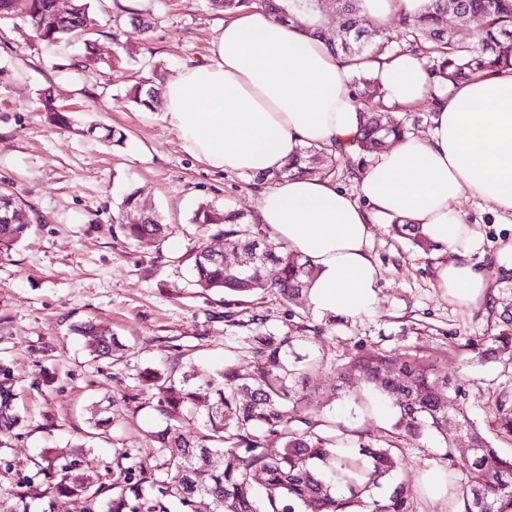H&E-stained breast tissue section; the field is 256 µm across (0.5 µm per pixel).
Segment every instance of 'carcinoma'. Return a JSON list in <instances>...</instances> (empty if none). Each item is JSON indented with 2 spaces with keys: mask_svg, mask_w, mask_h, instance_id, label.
<instances>
[{
  "mask_svg": "<svg viewBox=\"0 0 512 512\" xmlns=\"http://www.w3.org/2000/svg\"><path fill=\"white\" fill-rule=\"evenodd\" d=\"M362 0H339L336 7L344 21V33L332 40L319 24L317 0H210L214 8L235 13L261 8L278 20H289L303 32L325 40L330 49L348 58H377L388 54L386 28L373 31L356 28ZM448 0H428L424 11L400 20L405 28L403 51L427 58L425 70L438 89L471 77L512 67V0H459V13L476 16L477 41L466 43L443 34L441 14ZM0 14L22 19L36 38L57 45L69 42L96 25L90 0H73L71 10L60 13L54 0H0ZM136 105L160 110L161 91L142 84L131 90ZM356 100V134L348 146L329 150L301 148L283 170L253 177L254 187L294 175L334 178L340 167L357 176L353 155L376 152L389 139L410 133L403 122L381 125V115L361 108L358 100H381L384 90L375 78L359 75L351 85ZM43 111L50 121L65 125L70 117L45 96ZM120 229L128 240H164L171 225L159 215L139 208L136 192L121 203ZM192 223L224 237V247L250 258L243 268L215 261L207 251L196 249L194 285L204 290L228 291L247 296L275 290L285 301L304 307V297L313 278V268L279 244L259 238L242 213L202 203ZM392 231L426 249L427 240L410 223L396 219ZM29 224H7L0 220V257L10 253L29 233ZM289 328L288 335L272 333L253 337L254 368L240 372L227 364L216 378L192 383V375L176 371L161 376L143 375V381L158 390L156 410L166 425L156 432L163 448L160 474L134 479L124 476L113 486L92 474V448L77 445L76 458L57 461L42 456L34 462L36 474L53 478L45 492L56 491L86 498L90 512H195L196 499L207 498L212 512H410L415 490L403 473L401 444L427 438L443 451L448 461V483L452 486L451 512H512V456L499 452L469 416L462 385L437 369L438 358L417 348L393 356L380 348L355 352L347 362L326 364L323 355L304 363L290 359L296 340L318 342L322 330L304 324ZM87 338L94 357H106L117 347L112 333L92 320L74 328ZM500 354L512 355V334L503 329L491 337ZM336 379L335 389L354 396L386 401L392 410L385 442L375 447L362 443V432L331 424L307 412L308 390L325 366ZM16 393L10 368L0 363V439L23 426L15 409ZM471 441L475 453L456 456L448 438V423ZM493 427L503 437H512V404L496 403ZM216 456L220 464L201 468V460ZM262 477L265 496L253 493L254 478ZM387 481L390 489L380 495L373 489ZM43 499L34 483L26 490L0 488V512H31V501Z\"/></svg>",
  "mask_w": 512,
  "mask_h": 512,
  "instance_id": "1",
  "label": "carcinoma"
}]
</instances>
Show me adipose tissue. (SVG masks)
I'll list each match as a JSON object with an SVG mask.
<instances>
[{
  "mask_svg": "<svg viewBox=\"0 0 512 512\" xmlns=\"http://www.w3.org/2000/svg\"><path fill=\"white\" fill-rule=\"evenodd\" d=\"M388 103L430 95L419 57L369 65ZM355 68L296 24L247 9L219 29L208 63L183 65L163 90L162 118L187 150L223 172L280 170L304 146L346 142L356 130L349 90ZM512 213V68L439 95L424 138L394 141L358 177L350 196L331 179L294 175L259 190L254 221L315 271L308 303L320 315L373 309L378 271L368 251L376 220L418 224L455 258L437 265V285L464 304L489 298L488 277L464 263L477 243L459 210L463 193Z\"/></svg>",
  "mask_w": 512,
  "mask_h": 512,
  "instance_id": "adipose-tissue-1",
  "label": "adipose tissue"
}]
</instances>
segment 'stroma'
<instances>
[{
	"label": "stroma",
	"mask_w": 512,
	"mask_h": 512,
	"mask_svg": "<svg viewBox=\"0 0 512 512\" xmlns=\"http://www.w3.org/2000/svg\"><path fill=\"white\" fill-rule=\"evenodd\" d=\"M96 26L86 39L50 47L13 18L0 17V189L21 204L34 227L8 257L0 258V361L11 368L26 425L0 448V486L12 488L30 462L50 451L69 457L91 440L98 470L153 473L163 452L154 434L162 419L158 394L143 389L149 369L178 365L204 380L233 363L253 365V336L287 333L289 306L273 291L248 297L206 291L193 283L192 254L200 243L223 239L192 224L200 203L254 212L250 177L224 173L195 159L160 112L128 98L138 81L160 85L187 62L204 63L226 15L208 0H141L139 12L155 25L130 24L124 0H94ZM71 112L68 125L50 122L45 94ZM123 131L122 145L88 135L90 125ZM137 191L142 207L159 213L175 231L157 243L131 242L118 225L123 196ZM459 208L479 239L467 262L495 288L490 304L464 305L436 283L445 248L429 252L372 227L370 254L379 269L378 301L356 318L311 314L323 327L327 359L346 361L355 344L401 354L414 348L441 353L442 373L463 384L478 426L492 433L495 401L512 399V359L485 357L503 319L512 318V271L496 257L512 240V215L495 213L464 194ZM92 320L112 331L121 347L92 360L74 325ZM330 370L320 375L307 408L314 415L383 439L388 405L364 413L333 394ZM108 410L106 434L88 438L92 408ZM403 469L418 487L412 512H449L448 489L432 493L429 474L448 463L424 439L404 442Z\"/></svg>",
	"instance_id": "35a3bbf8"
}]
</instances>
